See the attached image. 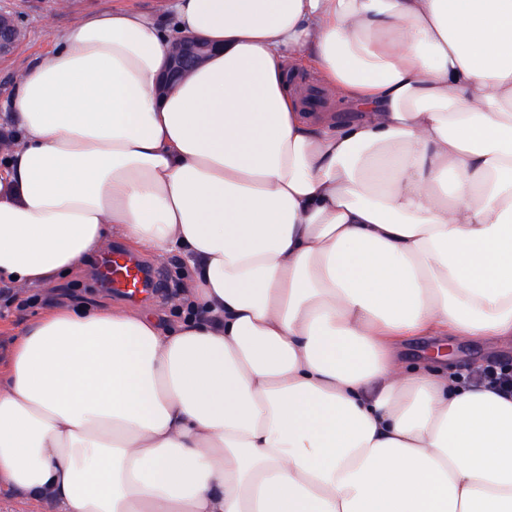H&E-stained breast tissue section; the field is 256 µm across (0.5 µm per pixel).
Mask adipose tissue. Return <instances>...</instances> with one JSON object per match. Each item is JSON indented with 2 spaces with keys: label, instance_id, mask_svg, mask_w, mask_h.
<instances>
[{
  "label": "adipose tissue",
  "instance_id": "adipose-tissue-1",
  "mask_svg": "<svg viewBox=\"0 0 512 512\" xmlns=\"http://www.w3.org/2000/svg\"><path fill=\"white\" fill-rule=\"evenodd\" d=\"M56 33L0 106V288L112 239L168 322L55 301L0 361V488L51 512H512V0H173ZM216 52L157 92L175 35ZM355 119L340 120L335 106ZM497 351H500L499 356H502V360H505L509 363H512V350L511 346L507 349H499ZM491 351H488L486 348L482 347H465L461 348L460 352H453L452 348L450 349L449 357L448 359L454 362H457L459 367L467 366L468 364L472 363L474 360H482L484 363L487 364V361L491 359H496L499 357L491 356ZM479 380L496 391L512 394V371L505 367L488 364L480 371Z\"/></svg>",
  "mask_w": 512,
  "mask_h": 512
}]
</instances>
